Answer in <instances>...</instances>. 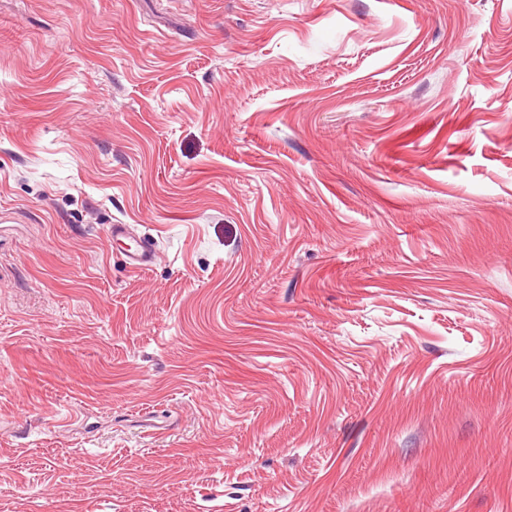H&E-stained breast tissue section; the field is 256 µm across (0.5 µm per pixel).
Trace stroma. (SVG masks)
Masks as SVG:
<instances>
[{
	"label": "stroma",
	"instance_id": "35a3bbf8",
	"mask_svg": "<svg viewBox=\"0 0 512 512\" xmlns=\"http://www.w3.org/2000/svg\"><path fill=\"white\" fill-rule=\"evenodd\" d=\"M0 512H512V0H0ZM108 233L111 242L119 244V252L127 267L133 271H140L150 266L155 259V250L148 241L132 240L129 236V226L113 224L109 226ZM129 241V243L127 242Z\"/></svg>",
	"mask_w": 512,
	"mask_h": 512
}]
</instances>
